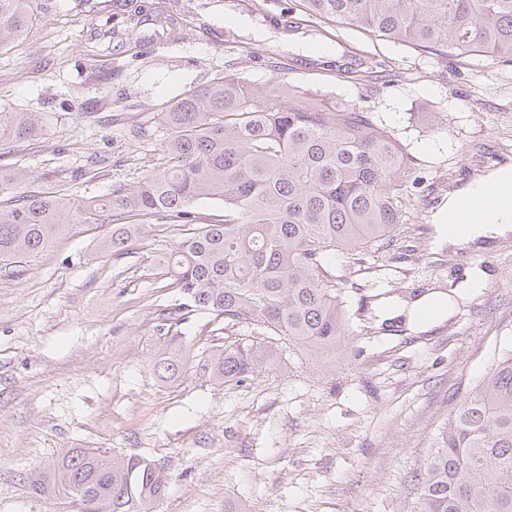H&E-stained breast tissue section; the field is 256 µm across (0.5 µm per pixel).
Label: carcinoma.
Wrapping results in <instances>:
<instances>
[{"label": "carcinoma", "mask_w": 512, "mask_h": 512, "mask_svg": "<svg viewBox=\"0 0 512 512\" xmlns=\"http://www.w3.org/2000/svg\"><path fill=\"white\" fill-rule=\"evenodd\" d=\"M312 16L407 42L435 55L512 65V0H301ZM33 0H0V50L21 39ZM164 166L101 197L29 194L22 172L0 166V265L23 271L66 226L112 225L102 248L119 257L144 219H180L184 236L162 259L166 287L183 302L159 315L151 370L177 381L188 365L177 326L200 311L210 334L252 338L214 345L195 372L215 385L245 383L279 365L285 345L336 347L347 332L345 279L332 261L394 245L406 223L410 157L367 108L327 104L277 80L253 86L228 74L161 112ZM39 112H0V140L31 138ZM223 204L218 224L196 223L193 206ZM414 512H512V347L494 356L457 396L413 473ZM165 469L137 454L70 448L35 495L74 490L82 512H152L167 491Z\"/></svg>", "instance_id": "carcinoma-1"}]
</instances>
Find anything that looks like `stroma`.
<instances>
[{"mask_svg":"<svg viewBox=\"0 0 512 512\" xmlns=\"http://www.w3.org/2000/svg\"><path fill=\"white\" fill-rule=\"evenodd\" d=\"M173 15L153 38L89 48L97 21L76 0H36L25 37L0 52V110L39 112L41 135L0 142V165L31 191L101 196L164 161L159 114L186 92L233 74L255 86L281 78L324 100L362 101L413 159L422 181L409 204L406 251L349 265L357 290L341 347L289 346L280 366L221 387L187 371H151L157 317L180 303L155 270L183 237L178 219L148 228L127 252L101 250L110 227L76 223L24 272L0 267V512H79L28 484L69 448L138 453L168 472L155 512H413L411 476L458 386H474L495 350L512 345V232L491 249L440 244L448 187L483 175L482 155L512 160V66L436 56L300 13L295 0H142ZM112 70L110 87L92 71ZM97 103L92 116L80 105ZM150 130L135 138L131 129ZM95 174L76 177L87 159ZM482 278L479 289L463 285ZM451 294L452 315L425 333L385 322L383 296Z\"/></svg>","mask_w":512,"mask_h":512,"instance_id":"obj_1","label":"stroma"}]
</instances>
